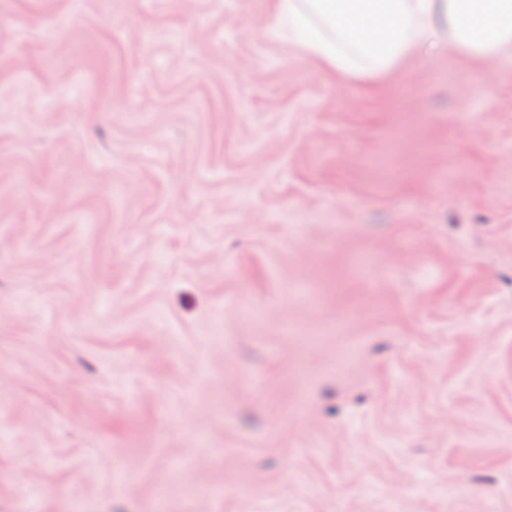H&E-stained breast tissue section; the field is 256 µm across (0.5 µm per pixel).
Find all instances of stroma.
Here are the masks:
<instances>
[{
	"instance_id": "obj_1",
	"label": "stroma",
	"mask_w": 512,
	"mask_h": 512,
	"mask_svg": "<svg viewBox=\"0 0 512 512\" xmlns=\"http://www.w3.org/2000/svg\"><path fill=\"white\" fill-rule=\"evenodd\" d=\"M275 29L0 0V512H512V64Z\"/></svg>"
}]
</instances>
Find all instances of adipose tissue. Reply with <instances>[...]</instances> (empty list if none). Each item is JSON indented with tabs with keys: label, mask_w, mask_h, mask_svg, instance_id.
<instances>
[{
	"label": "adipose tissue",
	"mask_w": 512,
	"mask_h": 512,
	"mask_svg": "<svg viewBox=\"0 0 512 512\" xmlns=\"http://www.w3.org/2000/svg\"><path fill=\"white\" fill-rule=\"evenodd\" d=\"M284 36L346 77L381 74L434 46L512 61V0H274Z\"/></svg>",
	"instance_id": "1"
}]
</instances>
